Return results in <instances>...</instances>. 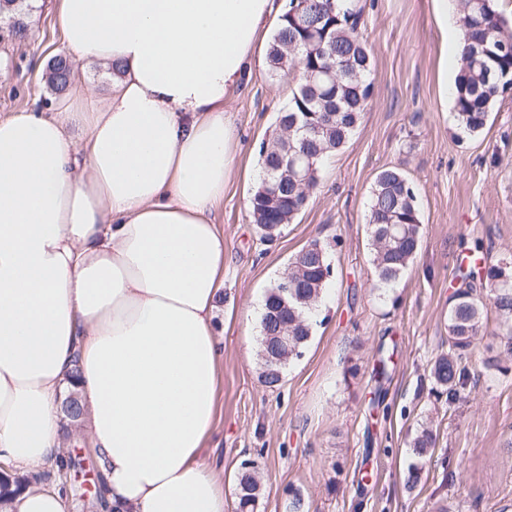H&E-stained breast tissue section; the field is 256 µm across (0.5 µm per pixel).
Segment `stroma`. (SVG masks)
<instances>
[{
	"label": "stroma",
	"mask_w": 512,
	"mask_h": 512,
	"mask_svg": "<svg viewBox=\"0 0 512 512\" xmlns=\"http://www.w3.org/2000/svg\"><path fill=\"white\" fill-rule=\"evenodd\" d=\"M372 53L373 95L361 124L319 174L296 219L262 238L247 199L262 169L258 146L274 129L293 85L255 69L230 105L238 167L224 193V366L210 461L224 467L227 499L243 461L255 463L266 494L257 512H287L299 489L309 512H512V370L485 369L498 357L499 325L489 319L468 360L471 377L454 403L436 396L425 372L448 347L450 298L474 241L489 260L512 255V96L497 101L485 128H459L441 93L457 70V3L440 23L434 0H360ZM26 30L13 33L14 24ZM53 0H18L0 15V119L58 98L48 64L63 54ZM403 172L413 183L423 244L394 284L376 287L367 215L377 173ZM330 244L335 276L324 292L314 334L277 389L258 378V301L311 240ZM388 376L376 380L381 350ZM430 421L436 447L421 481L407 490L410 441ZM77 461L61 481L67 512H104L98 460L70 439ZM453 466L443 471L442 457Z\"/></svg>",
	"instance_id": "stroma-1"
}]
</instances>
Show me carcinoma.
<instances>
[{
  "label": "carcinoma",
  "instance_id": "carcinoma-1",
  "mask_svg": "<svg viewBox=\"0 0 512 512\" xmlns=\"http://www.w3.org/2000/svg\"><path fill=\"white\" fill-rule=\"evenodd\" d=\"M296 13L280 16L267 51L274 76L293 77L296 87L276 116V131L261 143L262 178L248 199L253 223L266 239L294 221L318 184L326 159L339 151L358 128L372 95V59L360 28L361 10L349 0H305ZM459 62L454 81V111L458 126L469 134L481 132L498 99L512 81V25L496 0H458ZM343 66L340 83L324 71ZM53 88L62 92L71 68L59 57L51 66ZM316 74L314 81L306 73ZM303 155L297 170L305 182L292 180L289 151ZM371 263L377 283L395 282L415 259L422 243V223L412 183L399 170L386 168L375 178L367 217ZM295 253L280 278L268 288L260 319L257 355L264 386L278 387L288 366L299 359L313 333L311 314L330 284L334 267L330 245ZM486 295L476 296L470 283L459 287L448 308V351L430 365L432 390L457 397L469 380L463 355L482 340L484 319L494 311L505 327L502 353L512 359V260L483 266ZM292 284L281 294V285ZM419 458L435 447L432 430L422 428L410 443ZM29 480L0 474V499ZM263 485L250 462L236 478L237 512H256Z\"/></svg>",
  "mask_w": 512,
  "mask_h": 512
}]
</instances>
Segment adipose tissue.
I'll return each mask as SVG.
<instances>
[{"instance_id":"adipose-tissue-1","label":"adipose tissue","mask_w":512,"mask_h":512,"mask_svg":"<svg viewBox=\"0 0 512 512\" xmlns=\"http://www.w3.org/2000/svg\"><path fill=\"white\" fill-rule=\"evenodd\" d=\"M67 50L111 69L0 119V462L59 461L76 394L108 512H227L205 452L224 362L225 104L275 0H54ZM0 512H66L56 485Z\"/></svg>"}]
</instances>
